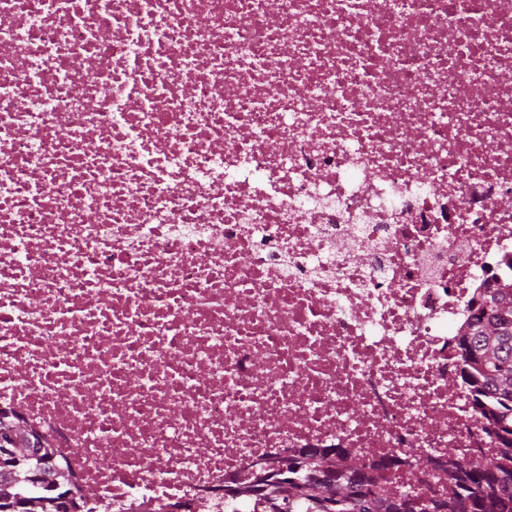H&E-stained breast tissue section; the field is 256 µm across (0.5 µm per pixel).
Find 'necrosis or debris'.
<instances>
[{"label":"necrosis or debris","mask_w":512,"mask_h":512,"mask_svg":"<svg viewBox=\"0 0 512 512\" xmlns=\"http://www.w3.org/2000/svg\"><path fill=\"white\" fill-rule=\"evenodd\" d=\"M512 0H0V408L84 512L281 448L448 486L512 278Z\"/></svg>","instance_id":"necrosis-or-debris-1"}]
</instances>
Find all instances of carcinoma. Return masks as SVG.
Wrapping results in <instances>:
<instances>
[{
	"label": "carcinoma",
	"mask_w": 512,
	"mask_h": 512,
	"mask_svg": "<svg viewBox=\"0 0 512 512\" xmlns=\"http://www.w3.org/2000/svg\"><path fill=\"white\" fill-rule=\"evenodd\" d=\"M461 378L471 391L476 425L495 449L469 458L448 449L446 497L417 496L393 481L400 459L357 461L324 469L315 449L279 457L275 469L241 487L282 512H512V282L492 288L472 310L459 343ZM0 512H77L67 468L49 461L48 439L17 414L0 413Z\"/></svg>",
	"instance_id": "cac0c4a2"
}]
</instances>
